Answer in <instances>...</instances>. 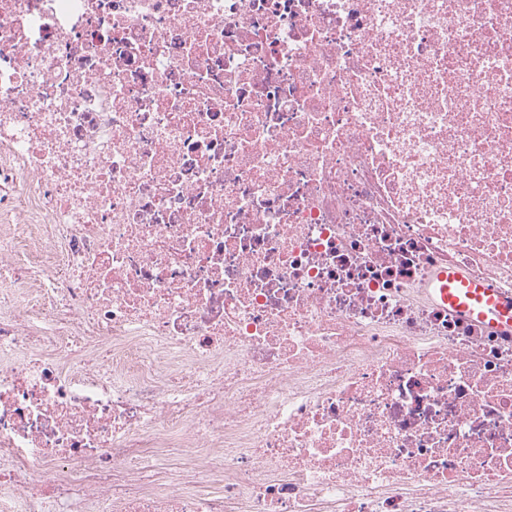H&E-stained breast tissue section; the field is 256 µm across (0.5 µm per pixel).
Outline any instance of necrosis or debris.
<instances>
[{
    "instance_id": "obj_1",
    "label": "necrosis or debris",
    "mask_w": 512,
    "mask_h": 512,
    "mask_svg": "<svg viewBox=\"0 0 512 512\" xmlns=\"http://www.w3.org/2000/svg\"><path fill=\"white\" fill-rule=\"evenodd\" d=\"M512 0H0L20 512H512ZM426 295L448 314L512 331V295L502 293L486 280L469 278L455 267L436 271L428 280Z\"/></svg>"
}]
</instances>
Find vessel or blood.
<instances>
[{"label":"vessel or blood","mask_w":512,"mask_h":512,"mask_svg":"<svg viewBox=\"0 0 512 512\" xmlns=\"http://www.w3.org/2000/svg\"><path fill=\"white\" fill-rule=\"evenodd\" d=\"M426 295L449 314L512 331V295L485 280L470 278L455 267L430 275Z\"/></svg>","instance_id":"b4317fda"}]
</instances>
